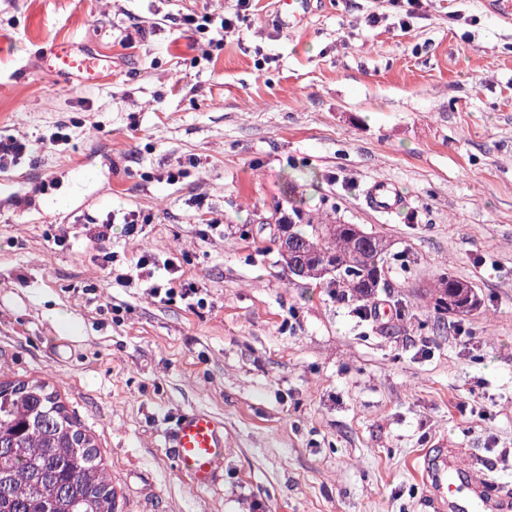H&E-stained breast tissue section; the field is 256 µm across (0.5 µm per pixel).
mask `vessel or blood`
<instances>
[{
    "mask_svg": "<svg viewBox=\"0 0 512 512\" xmlns=\"http://www.w3.org/2000/svg\"><path fill=\"white\" fill-rule=\"evenodd\" d=\"M45 60L57 72L88 81L103 72L99 55L73 50L65 43L53 44ZM366 202L378 212H392L401 206L399 194L385 180L369 187ZM168 446L178 471L195 487L205 489L217 481L226 453L221 421L200 410L182 414L169 433ZM461 456V449L449 447L443 440L425 455L423 475L433 512H512V493L464 464Z\"/></svg>",
    "mask_w": 512,
    "mask_h": 512,
    "instance_id": "vessel-or-blood-1",
    "label": "vessel or blood"
}]
</instances>
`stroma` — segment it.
<instances>
[{
    "label": "stroma",
    "mask_w": 512,
    "mask_h": 512,
    "mask_svg": "<svg viewBox=\"0 0 512 512\" xmlns=\"http://www.w3.org/2000/svg\"><path fill=\"white\" fill-rule=\"evenodd\" d=\"M277 3L206 61L178 21L236 0H0V136L71 134L0 172V372L51 386L122 512H425L436 437L512 486V25L483 0H312L292 28ZM57 41L101 78L50 71ZM377 179L397 213L367 205ZM294 198L388 242L378 313L288 271L269 222ZM144 251L208 308L119 281ZM446 268L475 313H434ZM191 409L224 424L207 489L164 446Z\"/></svg>",
    "instance_id": "stroma-1"
}]
</instances>
